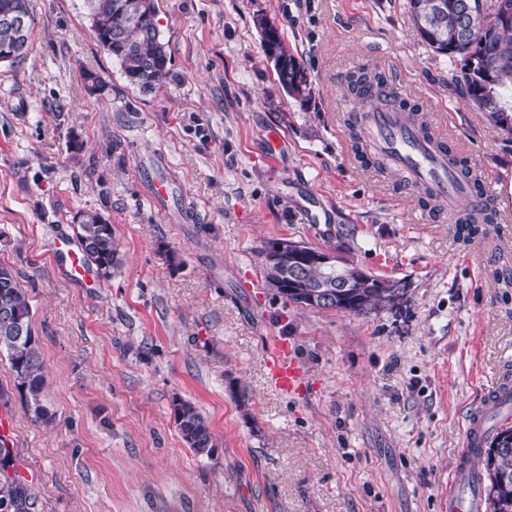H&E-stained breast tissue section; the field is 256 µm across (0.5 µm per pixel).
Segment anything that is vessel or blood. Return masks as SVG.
<instances>
[{"label":"vessel or blood","mask_w":512,"mask_h":512,"mask_svg":"<svg viewBox=\"0 0 512 512\" xmlns=\"http://www.w3.org/2000/svg\"><path fill=\"white\" fill-rule=\"evenodd\" d=\"M363 132L369 145L388 154L393 172L409 175L434 200L453 198L462 205L493 203L495 188L484 181L482 195L468 192L448 161L445 129L436 128L422 138L407 112L397 108H369ZM265 366L271 384L285 394L295 393L303 383V369L292 341L273 340L266 350ZM512 411V375L503 374L483 403L467 415L464 444L457 452L453 479L448 489V512H483L474 462L490 431V420Z\"/></svg>","instance_id":"obj_1"}]
</instances>
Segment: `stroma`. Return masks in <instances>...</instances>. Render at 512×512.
I'll return each mask as SVG.
<instances>
[{
	"label": "stroma",
	"instance_id": "1",
	"mask_svg": "<svg viewBox=\"0 0 512 512\" xmlns=\"http://www.w3.org/2000/svg\"><path fill=\"white\" fill-rule=\"evenodd\" d=\"M30 51L0 63V263L27 291L50 420L11 390L7 444L43 512H443L466 418L512 368V223L465 242L349 138L343 79L379 67L512 208V134L458 93L407 0H155L170 73L129 85L98 44L89 0H28ZM274 22L310 82L278 81L255 24ZM168 186L154 203V181ZM102 214L123 256L70 280L59 238ZM337 250L404 288L354 314L288 302L262 251ZM294 341L304 384L265 375ZM208 419L182 441L176 401ZM175 423L184 443L198 454H210L213 437L208 421L191 402L180 400L174 404Z\"/></svg>",
	"mask_w": 512,
	"mask_h": 512
}]
</instances>
